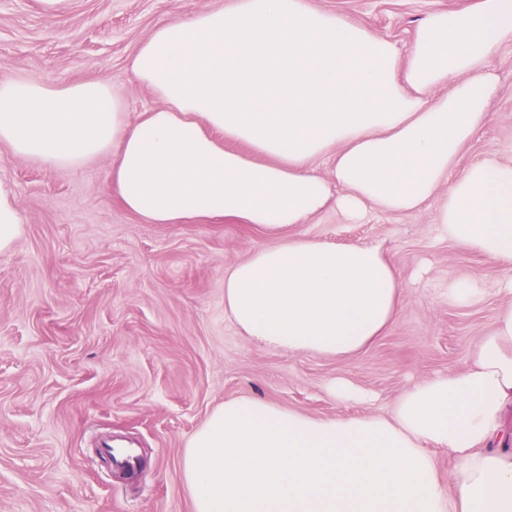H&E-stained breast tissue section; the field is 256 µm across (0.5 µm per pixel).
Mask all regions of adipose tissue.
<instances>
[{
    "label": "adipose tissue",
    "instance_id": "1",
    "mask_svg": "<svg viewBox=\"0 0 512 512\" xmlns=\"http://www.w3.org/2000/svg\"><path fill=\"white\" fill-rule=\"evenodd\" d=\"M507 41L512 0L429 13L403 54L308 0H226L139 46L131 70L160 106L137 118L104 81L0 78L14 155L70 169L111 156L107 192L147 224L273 233L224 274V311L256 344L349 357L398 316L401 278L380 245L291 236L330 206L356 222L435 204L445 238L510 275L470 365L414 385L388 415L215 408L182 455L193 512H512V448L493 444L512 408V159L489 151L454 170L494 119ZM432 445L457 464L453 491Z\"/></svg>",
    "mask_w": 512,
    "mask_h": 512
}]
</instances>
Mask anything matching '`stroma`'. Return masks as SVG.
Returning a JSON list of instances; mask_svg holds the SVG:
<instances>
[{
	"label": "stroma",
	"instance_id": "35a3bbf8",
	"mask_svg": "<svg viewBox=\"0 0 512 512\" xmlns=\"http://www.w3.org/2000/svg\"><path fill=\"white\" fill-rule=\"evenodd\" d=\"M224 0H0V70L21 80L114 83L130 117L156 107L129 64L161 20ZM469 0H312L406 50L424 16ZM490 110L457 165L486 151L512 158V43L495 61ZM110 160L77 170L18 158L0 144V182L23 234L0 253V512H192L180 474L188 439L224 401L250 397L316 418L387 414L415 383L464 369L499 303L498 272L441 238L434 206L373 210L348 224L324 210L294 235L381 245L404 283L403 308L361 353L336 358L252 343L224 312V273L269 235L252 224H147L105 190ZM487 290L450 303L449 276ZM369 391L337 400L330 382ZM135 443L137 477L116 478L97 452Z\"/></svg>",
	"mask_w": 512,
	"mask_h": 512
}]
</instances>
